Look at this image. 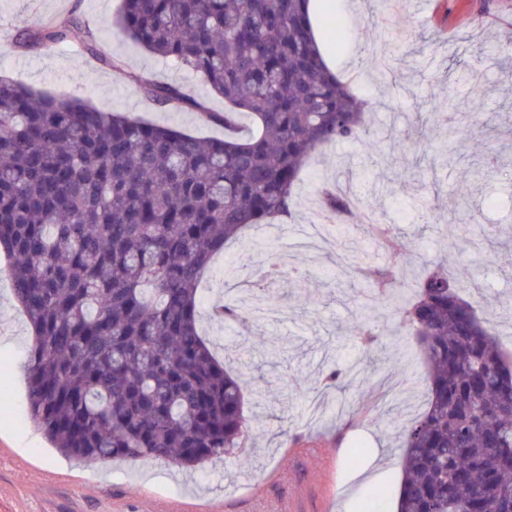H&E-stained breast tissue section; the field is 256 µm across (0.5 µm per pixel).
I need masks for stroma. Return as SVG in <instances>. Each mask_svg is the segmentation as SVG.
<instances>
[{
	"label": "stroma",
	"instance_id": "1",
	"mask_svg": "<svg viewBox=\"0 0 512 512\" xmlns=\"http://www.w3.org/2000/svg\"><path fill=\"white\" fill-rule=\"evenodd\" d=\"M320 12L339 30L330 45L343 78L372 105L378 133L413 131L419 117L433 115L434 131L418 147L422 160L409 165L401 183L387 184L386 170L369 164L352 143L316 153L297 185L292 219H278V238L251 244L252 252L299 269L297 282L281 281L283 313L263 323H201L216 356L246 374L250 431L244 456H228L189 475L151 458L118 459L93 467L51 448L30 421L24 373L29 327L14 299L8 275L0 276V387L10 393L0 408V512H393L400 478L398 436L421 409L426 369L414 336L398 327L399 305L375 313L381 332L377 351L363 349L351 326L366 312L349 286L347 261L327 237L318 256L293 246L307 224L319 221L317 187L349 176L354 192L384 223L411 242L416 258L409 279L426 265L447 261L468 282L464 296L512 352V175L485 167L493 153L512 148V61L497 52L512 41V0H430L419 12L404 0L385 15L379 0H320ZM121 0H0V75L59 96H79L155 124L220 137V124L202 125L190 110L173 111L146 99L130 74L181 86L224 109L222 97L190 72L157 58L132 40L111 36L105 23ZM72 15L80 27L101 30L100 57L78 43L24 55L19 36L49 19ZM412 31L413 37L387 64L401 83L392 89L362 72L366 48ZM119 68L105 65V58ZM487 90L481 108L467 95L472 82ZM470 126L471 139L456 143L452 165H434L444 132ZM426 197L435 228L420 229L417 200ZM496 224L503 235L495 262L482 261L471 239L479 225ZM242 244L226 246L201 285V306L235 301L243 282L231 268ZM353 367L359 377L340 388L320 389L330 370ZM414 385L411 405L388 396L393 378Z\"/></svg>",
	"mask_w": 512,
	"mask_h": 512
}]
</instances>
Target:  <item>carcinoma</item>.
I'll list each match as a JSON object with an SVG mask.
<instances>
[{
  "label": "carcinoma",
  "mask_w": 512,
  "mask_h": 512,
  "mask_svg": "<svg viewBox=\"0 0 512 512\" xmlns=\"http://www.w3.org/2000/svg\"><path fill=\"white\" fill-rule=\"evenodd\" d=\"M66 17L23 33L22 53L66 44ZM224 97V114L180 86L135 75L143 95L224 124L196 137L50 96L0 77V252L32 336L30 420L87 465L154 457L191 470L242 448L247 382L200 330L198 285L226 242L291 215L319 149L370 141V108L314 45L309 0H122L108 24ZM254 130L235 132L240 114ZM327 230L381 242L393 229L352 192L318 188ZM404 268L356 263L370 305L404 299L399 326L418 338L425 408L402 433L396 512H512V354L461 296L446 263L405 297ZM264 280L283 271L268 262ZM262 280V281H264ZM249 285L278 299L262 286ZM373 351L369 320L355 326Z\"/></svg>",
  "instance_id": "1"
}]
</instances>
